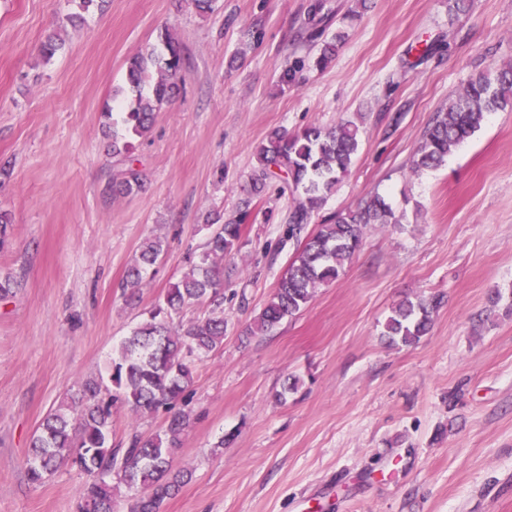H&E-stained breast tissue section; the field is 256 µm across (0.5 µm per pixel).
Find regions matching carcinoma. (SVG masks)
I'll list each match as a JSON object with an SVG mask.
<instances>
[{"mask_svg": "<svg viewBox=\"0 0 512 512\" xmlns=\"http://www.w3.org/2000/svg\"><path fill=\"white\" fill-rule=\"evenodd\" d=\"M341 40L338 34L323 43L313 66L321 69L334 60ZM162 42L163 54L151 51L130 60L124 111L116 117L104 113L112 122V151L117 154L131 149L126 137L143 138L150 132L156 112L183 80L184 61L177 42L168 34ZM508 110L512 111V61L473 74L463 91L438 112L413 156L412 171L442 166L452 148L480 130L488 115ZM359 148L360 128L353 120L328 128L310 126L293 135L274 129L258 146L252 188L259 192L269 179L282 176L300 192L288 224V236L296 238L350 172ZM140 180V173L130 165L112 180V194L130 195L141 186ZM251 203L249 198L242 200L237 214L222 224L212 221L215 228L199 262L171 284L149 318L119 345L109 384L87 381L79 395L46 415L31 443L27 468L31 483H41L63 465L78 468L87 477L80 512H112L114 475L128 488L142 490L131 512H159L162 501L178 491L184 473L171 472V458L181 446L189 419L173 407L193 383L195 361L224 345L223 261L238 247ZM398 223L385 197L376 194L357 209L338 214L332 223L318 225L279 279L250 333L272 332L306 308L317 289L335 282L359 249L367 227ZM162 252L160 241L145 242L127 270L123 288L138 290ZM200 302L209 303L207 315L186 326H173L187 306ZM440 303L438 296L400 302L385 325V336L405 345L418 342L427 334ZM118 404L134 414L168 411L167 426L149 437L134 436L127 448H114L112 408Z\"/></svg>", "mask_w": 512, "mask_h": 512, "instance_id": "cac0c4a2", "label": "carcinoma"}]
</instances>
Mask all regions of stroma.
I'll return each mask as SVG.
<instances>
[{"label":"stroma","mask_w":512,"mask_h":512,"mask_svg":"<svg viewBox=\"0 0 512 512\" xmlns=\"http://www.w3.org/2000/svg\"><path fill=\"white\" fill-rule=\"evenodd\" d=\"M314 0H109L67 22L72 0H0V512H79L86 479L64 466L27 477L46 414L108 365L196 260L215 216L251 197L224 259L223 349L196 364L177 404L191 425L173 470L189 480L160 512H512V112L491 114L442 167L413 174L436 113L471 75L512 59V0H321L327 34L360 17L316 69ZM170 34L184 86L129 156L104 111L127 65ZM56 36L61 49L44 59ZM305 68L281 83L296 61ZM355 121L361 148L306 233L369 196L401 221L367 229L334 283L272 333H249L293 260L295 195L251 194L269 130ZM141 190L113 196L126 164ZM164 254L135 295L121 283L141 244ZM441 295L430 332L393 343L402 300ZM296 390L286 391L290 378ZM166 412L113 416L112 445L161 431Z\"/></svg>","instance_id":"obj_1"}]
</instances>
